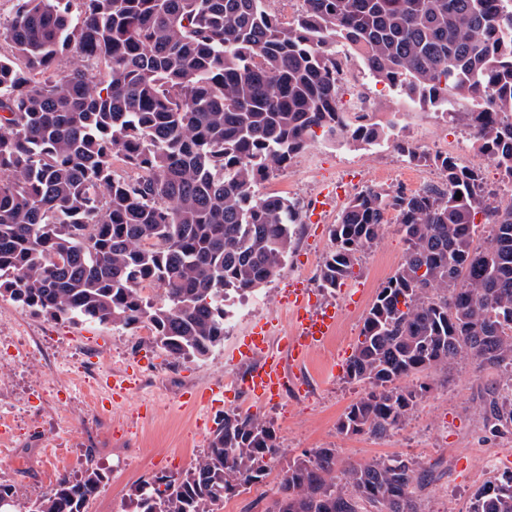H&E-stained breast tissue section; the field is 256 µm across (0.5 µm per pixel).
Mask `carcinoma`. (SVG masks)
I'll use <instances>...</instances> for the list:
<instances>
[{
	"mask_svg": "<svg viewBox=\"0 0 512 512\" xmlns=\"http://www.w3.org/2000/svg\"><path fill=\"white\" fill-rule=\"evenodd\" d=\"M264 2L14 0L0 21V297L54 321L146 327L174 358H209L224 344L226 298L280 275L301 223L294 200L257 184L318 129L353 144L391 136L392 123L354 125L340 111L338 42L408 103L471 129L512 185V10L500 0H304L292 22ZM65 52L78 63L58 74ZM396 147L444 182L367 187L331 226L325 289L351 277L389 214L406 245L348 359V380L366 392L338 430L389 435L427 379L470 359L497 375L480 412L507 432L512 204L497 203L478 167ZM119 161L133 174L117 173ZM283 457L271 423L227 412L184 474L141 483L135 512H217L277 465L266 512H421L431 483L403 456L362 464L314 448L284 467ZM105 478L90 452L25 512H88ZM467 512H512V471L493 474Z\"/></svg>",
	"mask_w": 512,
	"mask_h": 512,
	"instance_id": "cac0c4a2",
	"label": "carcinoma"
}]
</instances>
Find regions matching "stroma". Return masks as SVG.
Listing matches in <instances>:
<instances>
[{
  "label": "stroma",
  "instance_id": "1",
  "mask_svg": "<svg viewBox=\"0 0 512 512\" xmlns=\"http://www.w3.org/2000/svg\"><path fill=\"white\" fill-rule=\"evenodd\" d=\"M355 80L365 84L371 97L369 121L398 119L402 137L414 140L420 151L447 153L480 167L498 200H512L469 128L449 123L430 109H397L398 93L373 78L363 64H356ZM339 173L354 179L359 190H414L435 169L410 164L389 143L353 147L320 138L286 169L261 182L257 191L277 190L306 204L332 186ZM336 217L332 211L322 223L297 225L282 275L248 295L250 314H232L231 334L203 361L167 356L141 328L53 321L0 299V336L24 349L22 357L0 359V419L12 429L10 447H0V483L15 485L18 503L26 504L50 492L61 473H79L91 448L107 479L88 512H134L139 484L185 473L207 447L224 412L234 410L273 423L291 459L313 448H334L342 458L359 463L387 455L411 457L432 473L421 496L422 512H466L490 475L485 457H494L499 468H512V434L491 432L479 414L490 377L475 362L453 364L447 383L432 381L408 423L392 434L375 438L337 430L347 406L363 394L361 384L346 378V363L378 289L403 260L405 243L396 231H388L340 288H320L318 273ZM297 278L306 281L319 304L345 309L334 336L305 364L306 387L289 390L287 397L265 407L231 397L205 416L180 408L184 394L220 382L236 369L232 354L253 323L284 316L282 291ZM117 371L135 375L138 392L112 406L102 405L91 387Z\"/></svg>",
  "mask_w": 512,
  "mask_h": 512
}]
</instances>
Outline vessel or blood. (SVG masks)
I'll return each mask as SVG.
<instances>
[{
    "label": "vessel or blood",
    "mask_w": 512,
    "mask_h": 512,
    "mask_svg": "<svg viewBox=\"0 0 512 512\" xmlns=\"http://www.w3.org/2000/svg\"><path fill=\"white\" fill-rule=\"evenodd\" d=\"M285 300L290 305L289 332L275 342L270 324L257 323L237 351L238 358L253 366L243 388L261 402L279 398L288 381V361L305 363L334 334L343 315L334 305L314 307L308 291L298 286L286 290Z\"/></svg>",
    "instance_id": "1"
}]
</instances>
